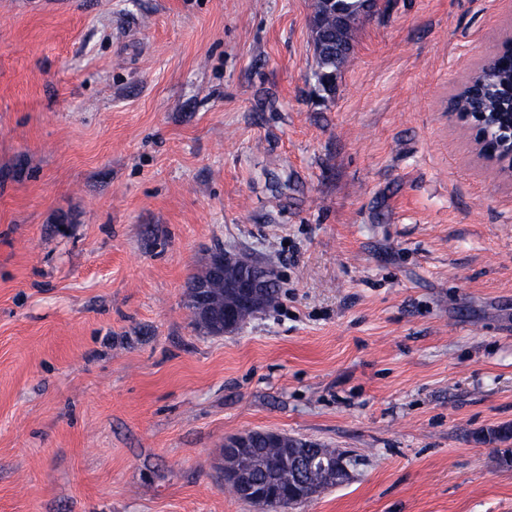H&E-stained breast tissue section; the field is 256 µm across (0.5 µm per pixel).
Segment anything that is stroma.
I'll use <instances>...</instances> for the list:
<instances>
[{
    "instance_id": "1",
    "label": "stroma",
    "mask_w": 512,
    "mask_h": 512,
    "mask_svg": "<svg viewBox=\"0 0 512 512\" xmlns=\"http://www.w3.org/2000/svg\"><path fill=\"white\" fill-rule=\"evenodd\" d=\"M0 0V512H261L226 437L352 453L300 512H512V177L449 102L512 0ZM279 298L199 330L208 251ZM333 5H339L341 14L336 15L333 11L325 17V28L328 31L329 39L317 51V69L314 76L319 86L326 88L323 79L334 81L337 73L347 63L350 50L353 49L354 34L356 28L350 29L340 23L341 18L358 15L369 8V0H335ZM238 270L237 281L230 288L238 294V304L250 306L257 299L262 288H268L269 277L272 276L268 267L256 259L231 253L222 249L212 252L210 273L213 277H224L225 268ZM195 275L192 276V278ZM187 292L188 303L194 313L200 318L207 322H211L213 326L219 327L221 323L218 318L212 320V314L207 304V291L208 283L204 278L195 277L193 278L188 286ZM189 307V308H190ZM259 432L263 434L268 440L274 441L280 436L277 432L272 431H245L233 436H230L224 440V446L222 448V455L224 458L227 456L228 461L231 463L239 464L238 467L230 468L226 464L224 465L223 459V472H224V484L231 485L238 488H248L250 483V471L248 463L241 464L245 459L240 456L232 448H252L254 433ZM241 464V465H240ZM228 489L237 498L249 501V496L243 493L239 489ZM251 502V501H249Z\"/></svg>"
}]
</instances>
